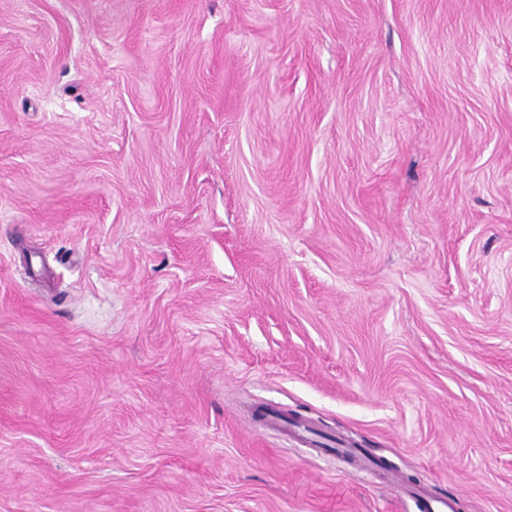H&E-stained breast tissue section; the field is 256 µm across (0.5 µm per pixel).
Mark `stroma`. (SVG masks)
<instances>
[{"label": "stroma", "mask_w": 512, "mask_h": 512, "mask_svg": "<svg viewBox=\"0 0 512 512\" xmlns=\"http://www.w3.org/2000/svg\"><path fill=\"white\" fill-rule=\"evenodd\" d=\"M512 512V0H0V512ZM408 497L414 500L418 512H452V501L446 499H437L427 493L415 491L408 493Z\"/></svg>", "instance_id": "1"}]
</instances>
